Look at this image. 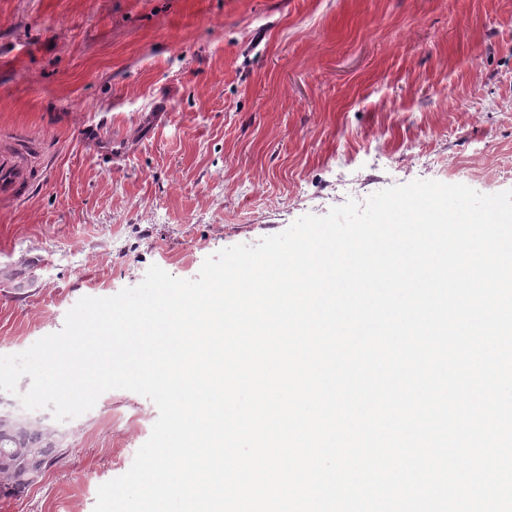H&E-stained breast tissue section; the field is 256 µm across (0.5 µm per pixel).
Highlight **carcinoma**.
I'll return each mask as SVG.
<instances>
[{"label":"carcinoma","mask_w":512,"mask_h":512,"mask_svg":"<svg viewBox=\"0 0 512 512\" xmlns=\"http://www.w3.org/2000/svg\"><path fill=\"white\" fill-rule=\"evenodd\" d=\"M64 455V438L40 425L0 430V491L25 490Z\"/></svg>","instance_id":"obj_1"}]
</instances>
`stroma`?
<instances>
[{"mask_svg":"<svg viewBox=\"0 0 512 512\" xmlns=\"http://www.w3.org/2000/svg\"><path fill=\"white\" fill-rule=\"evenodd\" d=\"M49 167L0 208V355L62 329L85 296L445 168L512 190V0H0V129ZM0 411L67 452L0 512H93L159 412L105 392L58 422Z\"/></svg>","mask_w":512,"mask_h":512,"instance_id":"35a3bbf8","label":"stroma"}]
</instances>
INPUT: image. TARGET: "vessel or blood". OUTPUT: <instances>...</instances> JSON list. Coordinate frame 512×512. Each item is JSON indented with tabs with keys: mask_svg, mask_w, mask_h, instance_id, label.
I'll use <instances>...</instances> for the list:
<instances>
[{
	"mask_svg": "<svg viewBox=\"0 0 512 512\" xmlns=\"http://www.w3.org/2000/svg\"><path fill=\"white\" fill-rule=\"evenodd\" d=\"M41 154L27 133L19 131L0 144V205L28 197L30 189L42 179Z\"/></svg>",
	"mask_w": 512,
	"mask_h": 512,
	"instance_id": "obj_1",
	"label": "vessel or blood"
}]
</instances>
